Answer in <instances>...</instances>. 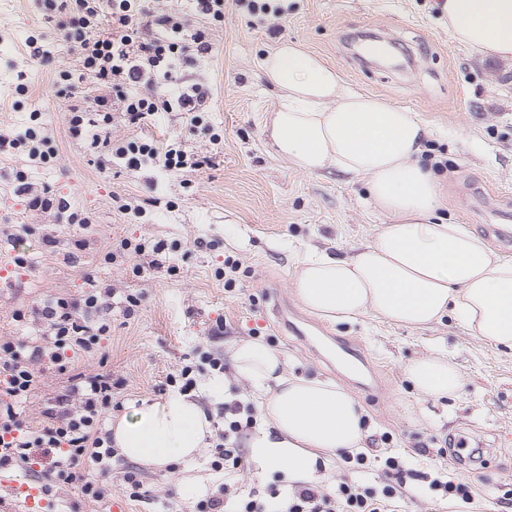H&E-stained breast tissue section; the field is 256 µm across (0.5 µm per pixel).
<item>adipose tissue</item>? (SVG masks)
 Masks as SVG:
<instances>
[{
    "label": "adipose tissue",
    "mask_w": 512,
    "mask_h": 512,
    "mask_svg": "<svg viewBox=\"0 0 512 512\" xmlns=\"http://www.w3.org/2000/svg\"><path fill=\"white\" fill-rule=\"evenodd\" d=\"M444 8L457 43L512 65V0H445ZM261 68L279 92L270 120L276 152L308 174L333 168L366 178L375 208L391 217L349 258L306 252L293 284L300 302L329 319L372 312L410 327L452 309L475 336L512 347V262L463 225L434 221L439 187L417 160L428 135L419 119L382 98L343 89L336 70L290 42L268 53ZM231 362L258 401L262 426L249 446L260 467L313 484L337 451L363 447V410L347 392L288 376L281 355L259 341L235 344ZM405 373L433 399L461 386L444 355L413 361ZM225 389L217 378L202 396L173 394L134 408L112 425L118 455L155 471L194 463L213 435L207 407L223 401Z\"/></svg>",
    "instance_id": "obj_1"
}]
</instances>
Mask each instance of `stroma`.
Segmentation results:
<instances>
[{"instance_id": "35a3bbf8", "label": "stroma", "mask_w": 512, "mask_h": 512, "mask_svg": "<svg viewBox=\"0 0 512 512\" xmlns=\"http://www.w3.org/2000/svg\"><path fill=\"white\" fill-rule=\"evenodd\" d=\"M443 0H271L273 13H250L224 0V22L205 26L191 0H149L158 12L178 14L187 28L207 27L213 55L185 66L188 83L209 88V130L189 127L176 112L157 113L134 129L123 118L110 128L112 140L138 135L212 157L211 168L182 177L143 166L131 172L101 167L67 132L71 101L92 107L98 86L86 83L73 99L58 97L53 73L74 63L75 51L60 41L34 0H0V131L22 125L25 111L12 107L18 73H25L31 100L53 129L58 154L52 166L27 167L24 156H0V225L39 224L56 243H17L0 237V336L25 342L38 335L35 322L18 323L16 309L52 295L79 297L112 285L116 296L142 295L139 315L124 320L112 312L105 369L122 382L114 394L119 413L142 401H163L167 375L199 344L230 354L236 342L257 338L278 351L289 374L319 379L347 391L364 410L368 433V484L386 482L383 458L401 455L417 471L411 494L398 512H449L448 501L431 490V479L465 478L483 512H512V348L474 336L454 315L420 328L366 313L351 321L309 313L293 292L299 256L317 249L339 258L370 242L388 224L364 179L329 169L308 175L278 156L264 125L278 103L261 61L284 42L321 56L344 87L383 98L414 112L429 128L420 163L440 183L438 218L463 224L500 258L512 261V67L485 61L460 46L448 31ZM41 34L47 60L30 59L25 40ZM223 143L213 146L211 132ZM27 169L36 188L50 187L72 207L91 211L95 222L75 232L64 214L30 210L16 195L15 170ZM146 204L143 217L120 214L116 198ZM161 199L158 207L149 206ZM87 247L79 266L66 260L74 241ZM206 248L195 246L196 239ZM164 243V265L150 276L133 275L128 262L106 264L101 252L120 240ZM25 250L26 268L13 258ZM240 261L236 286L225 290L214 277L225 257ZM308 316L323 327L312 344L276 330L279 318ZM223 335H213L216 320ZM448 355L461 377L447 398L423 396L405 376L412 361ZM209 456L194 470L143 469L152 503L125 499L126 512H196L195 481L216 490L223 474Z\"/></svg>"}]
</instances>
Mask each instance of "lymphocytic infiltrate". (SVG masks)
<instances>
[{"instance_id":"1","label":"lymphocytic infiltrate","mask_w":512,"mask_h":512,"mask_svg":"<svg viewBox=\"0 0 512 512\" xmlns=\"http://www.w3.org/2000/svg\"><path fill=\"white\" fill-rule=\"evenodd\" d=\"M47 22L55 24L61 41L77 53L75 64L55 69L53 84L59 95L68 97L85 83L104 87L94 109L71 105L67 129L90 153L104 162L119 161L127 170H140L145 161H158L168 171L200 173L211 159L184 149L181 142L166 148L145 138L120 142L110 139L108 129L115 113H122L128 126L138 128L158 112H178L191 126L204 123L209 108L208 92L198 84L180 82L178 73L191 56L205 57L213 46L203 29L188 30L172 14L154 15L146 0H36ZM147 92H140V85ZM13 108H28L29 119L12 132L0 133V154L26 155L41 167L53 164L57 156L54 133L43 121L39 109L30 108L29 87L18 81ZM15 192L33 210L64 213L71 226L87 229L91 212L71 207L49 189L35 190L25 170H16ZM112 288H94L77 298L53 297L42 304L14 311L15 321L36 319L42 324L39 336L29 343L0 338V468L31 469L33 449L51 455L49 468L40 472L36 487L43 496L55 488L70 486L82 500L94 504L112 498L109 474L117 451L103 421L112 408L118 387L111 373L87 374L78 370L83 360L106 361L103 345L110 332L108 318L119 309L123 318H135L142 296L126 294L120 306H112ZM66 375L60 394L43 410L45 422L33 428L19 412L35 389L44 367ZM224 429L210 450L213 469L235 475L244 465L238 441L254 428V414H242L240 405H224ZM390 483L381 489L351 482L340 483L335 493L312 484H297L288 490L270 488L267 496L238 497L233 483L225 482L197 504V512H224L226 499L236 501L237 512H392L395 500L407 494L411 472L400 456L384 460Z\"/></svg>"}]
</instances>
